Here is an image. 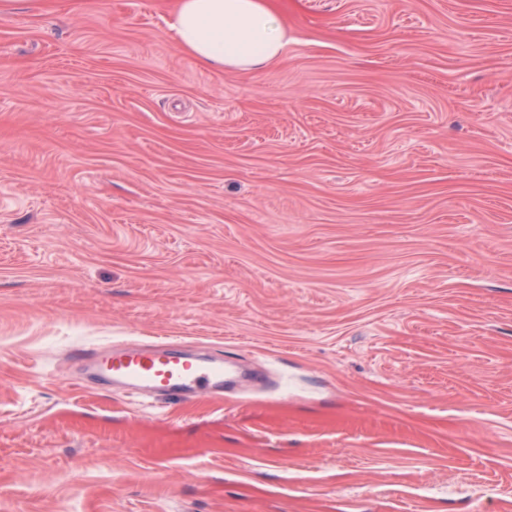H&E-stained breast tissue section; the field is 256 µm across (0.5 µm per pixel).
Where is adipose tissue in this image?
<instances>
[{
    "mask_svg": "<svg viewBox=\"0 0 512 512\" xmlns=\"http://www.w3.org/2000/svg\"><path fill=\"white\" fill-rule=\"evenodd\" d=\"M172 31L206 67L258 70L288 42L265 0H179Z\"/></svg>",
    "mask_w": 512,
    "mask_h": 512,
    "instance_id": "ef3b65f1",
    "label": "adipose tissue"
}]
</instances>
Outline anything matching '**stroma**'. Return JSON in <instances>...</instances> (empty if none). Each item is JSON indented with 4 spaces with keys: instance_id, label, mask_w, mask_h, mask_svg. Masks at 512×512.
Wrapping results in <instances>:
<instances>
[{
    "instance_id": "35a3bbf8",
    "label": "stroma",
    "mask_w": 512,
    "mask_h": 512,
    "mask_svg": "<svg viewBox=\"0 0 512 512\" xmlns=\"http://www.w3.org/2000/svg\"><path fill=\"white\" fill-rule=\"evenodd\" d=\"M0 0V512H512V0ZM261 369L161 410L78 345ZM266 0H180L175 38L205 67L259 70L288 43Z\"/></svg>"
}]
</instances>
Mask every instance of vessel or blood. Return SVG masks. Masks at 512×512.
<instances>
[{
	"mask_svg": "<svg viewBox=\"0 0 512 512\" xmlns=\"http://www.w3.org/2000/svg\"><path fill=\"white\" fill-rule=\"evenodd\" d=\"M72 357L102 380L120 383L127 395H139L141 388L149 387L163 402L212 393L224 377V367L216 359L187 357L165 346H143L133 341L119 354L108 347L80 348Z\"/></svg>",
	"mask_w": 512,
	"mask_h": 512,
	"instance_id": "obj_1",
	"label": "vessel or blood"
}]
</instances>
